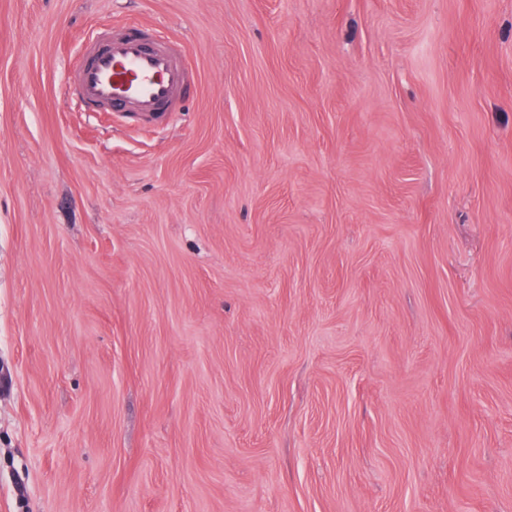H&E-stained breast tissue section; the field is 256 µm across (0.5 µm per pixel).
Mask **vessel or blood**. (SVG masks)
I'll return each instance as SVG.
<instances>
[{
    "instance_id": "1",
    "label": "vessel or blood",
    "mask_w": 512,
    "mask_h": 512,
    "mask_svg": "<svg viewBox=\"0 0 512 512\" xmlns=\"http://www.w3.org/2000/svg\"><path fill=\"white\" fill-rule=\"evenodd\" d=\"M180 53L178 43L154 38L149 27L112 29L86 43L74 91L86 111L169 125L187 79Z\"/></svg>"
}]
</instances>
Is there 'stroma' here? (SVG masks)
<instances>
[{
  "instance_id": "1",
  "label": "stroma",
  "mask_w": 512,
  "mask_h": 512,
  "mask_svg": "<svg viewBox=\"0 0 512 512\" xmlns=\"http://www.w3.org/2000/svg\"><path fill=\"white\" fill-rule=\"evenodd\" d=\"M0 512H512V0H0ZM180 53L177 42L163 43L147 26L114 28L86 43L74 91L87 112L167 126L187 79Z\"/></svg>"
}]
</instances>
